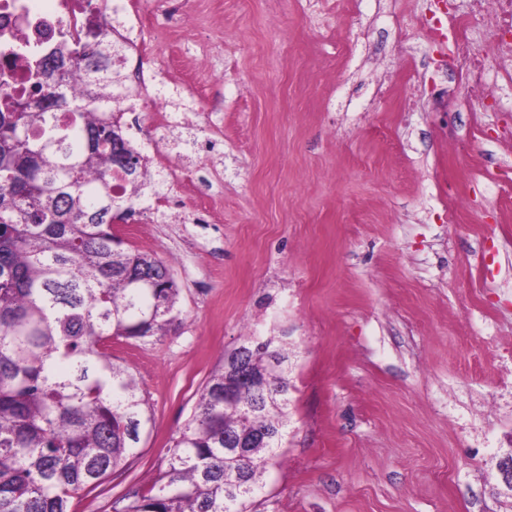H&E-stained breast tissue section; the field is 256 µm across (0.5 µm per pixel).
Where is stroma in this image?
Here are the masks:
<instances>
[{"mask_svg": "<svg viewBox=\"0 0 512 512\" xmlns=\"http://www.w3.org/2000/svg\"><path fill=\"white\" fill-rule=\"evenodd\" d=\"M141 2L129 36L172 126L122 121L180 176L112 231L170 263L181 316L113 340L152 422L70 512L150 484L251 332L281 339L295 386L257 512H512V85L489 73L483 101L426 71L436 42L410 19L431 0ZM365 23L368 48L336 62Z\"/></svg>", "mask_w": 512, "mask_h": 512, "instance_id": "35a3bbf8", "label": "stroma"}]
</instances>
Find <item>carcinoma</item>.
I'll list each match as a JSON object with an SVG mask.
<instances>
[{"instance_id":"obj_1","label":"carcinoma","mask_w":512,"mask_h":512,"mask_svg":"<svg viewBox=\"0 0 512 512\" xmlns=\"http://www.w3.org/2000/svg\"><path fill=\"white\" fill-rule=\"evenodd\" d=\"M112 22L77 49L31 56L25 95L0 90V512H70L136 453L151 422L112 339L148 342L178 319L166 262L112 233L147 187L122 129ZM88 74L74 96L70 80ZM288 354L247 336L224 356L149 488L112 512H253L286 434Z\"/></svg>"}]
</instances>
